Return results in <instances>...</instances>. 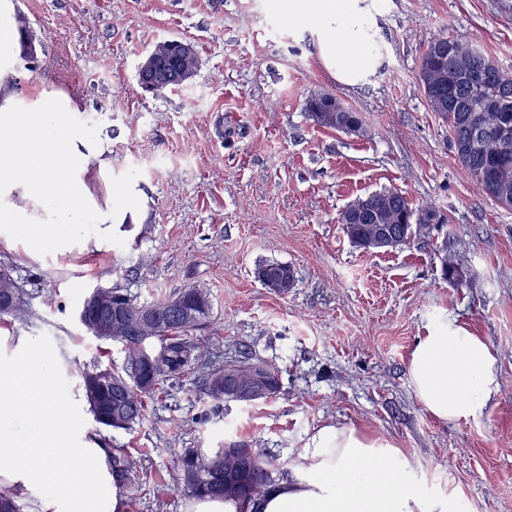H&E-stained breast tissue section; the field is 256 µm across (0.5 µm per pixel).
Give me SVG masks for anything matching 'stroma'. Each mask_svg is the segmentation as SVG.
Wrapping results in <instances>:
<instances>
[{"mask_svg": "<svg viewBox=\"0 0 512 512\" xmlns=\"http://www.w3.org/2000/svg\"><path fill=\"white\" fill-rule=\"evenodd\" d=\"M390 54L373 83L348 89L323 70L309 39L268 0H7L41 44L27 70L0 64V108L41 93L96 124L79 145L77 176L102 220L99 234L41 256L0 232V266L21 291L0 336L51 348L68 396L81 374L122 367L121 344L86 333L75 314L97 285L152 301L195 286L212 300L193 340L220 360L242 353L281 374L276 399L215 413L187 373L151 402L130 431L73 414L89 439L128 456L120 512H190L174 479L188 448L246 441L292 462L315 429L339 424L391 442L411 477L464 512H512V209L480 192L459 166L448 126L427 106L420 58L439 36L473 43L512 72V0H379ZM192 42L199 56L184 86L144 91L137 65L155 42ZM333 95L357 112L347 133L304 110ZM385 189L437 217L409 243L364 251L340 213ZM114 231L121 244L102 239ZM291 266L288 293L254 276ZM461 264L462 282L444 275ZM449 317L494 357L498 391L473 418L440 421L408 374L427 326ZM277 274L285 275V282L281 294L288 293V288H292L295 282L294 271L290 266L281 263H267L259 265L255 269L256 278L265 285V287H267V284L264 280H267L272 275Z\"/></svg>", "mask_w": 512, "mask_h": 512, "instance_id": "obj_1", "label": "stroma"}]
</instances>
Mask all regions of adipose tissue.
<instances>
[{
	"instance_id": "ef3b65f1",
	"label": "adipose tissue",
	"mask_w": 512,
	"mask_h": 512,
	"mask_svg": "<svg viewBox=\"0 0 512 512\" xmlns=\"http://www.w3.org/2000/svg\"><path fill=\"white\" fill-rule=\"evenodd\" d=\"M283 19L308 36L337 84L372 83L390 46L381 35L377 0H271ZM55 362L24 337L0 344V446L13 442L19 419L36 427L16 459L0 467V492L34 500L40 512H118L119 477L110 449L87 440L57 407L50 378ZM425 410L441 421L478 416L498 389L492 353L480 336L445 319L418 337L408 364ZM248 512H454L407 475L389 442L352 427L325 425L298 451L291 473Z\"/></svg>"
}]
</instances>
